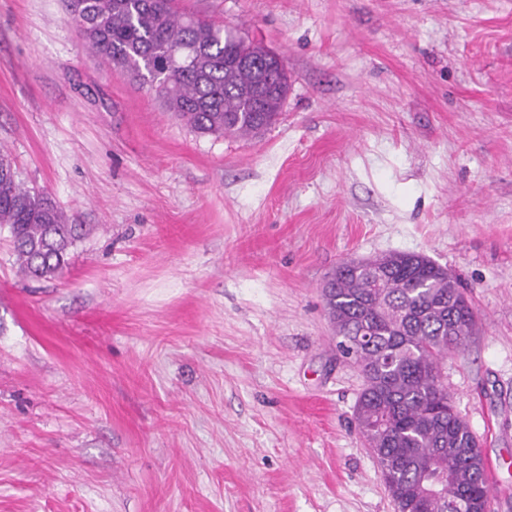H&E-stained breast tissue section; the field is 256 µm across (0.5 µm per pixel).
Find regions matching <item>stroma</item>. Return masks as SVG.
<instances>
[{
    "label": "stroma",
    "mask_w": 512,
    "mask_h": 512,
    "mask_svg": "<svg viewBox=\"0 0 512 512\" xmlns=\"http://www.w3.org/2000/svg\"><path fill=\"white\" fill-rule=\"evenodd\" d=\"M281 57L278 122L201 136L70 24L0 0V151L82 225L0 229V512H396L322 289L390 252L478 317L443 381L512 512V0H182Z\"/></svg>",
    "instance_id": "obj_1"
}]
</instances>
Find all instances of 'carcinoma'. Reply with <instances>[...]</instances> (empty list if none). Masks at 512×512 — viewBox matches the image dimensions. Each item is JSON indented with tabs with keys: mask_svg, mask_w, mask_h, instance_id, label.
<instances>
[{
	"mask_svg": "<svg viewBox=\"0 0 512 512\" xmlns=\"http://www.w3.org/2000/svg\"><path fill=\"white\" fill-rule=\"evenodd\" d=\"M69 17L104 64L156 92L201 136L248 137L278 121L286 68L245 64L270 50L177 0H69ZM2 226L20 272L38 279L57 276L79 238L0 153ZM324 296L338 347L363 377L354 418L397 512H486L483 458L441 376L476 326L456 278L423 254L389 253L339 265Z\"/></svg>",
	"mask_w": 512,
	"mask_h": 512,
	"instance_id": "obj_1",
	"label": "carcinoma"
}]
</instances>
